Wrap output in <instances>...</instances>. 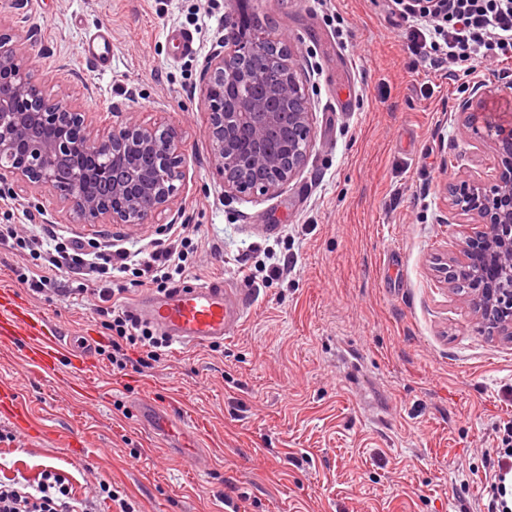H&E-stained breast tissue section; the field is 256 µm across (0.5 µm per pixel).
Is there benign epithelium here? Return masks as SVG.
<instances>
[{"mask_svg": "<svg viewBox=\"0 0 512 512\" xmlns=\"http://www.w3.org/2000/svg\"><path fill=\"white\" fill-rule=\"evenodd\" d=\"M446 0H407L418 13L441 11ZM251 50L274 51L262 70L248 62L239 38L216 41L205 62L202 102L212 161L224 196H271L296 176L314 145L313 112L287 43L262 32ZM497 85L475 86L460 105V138L493 151L491 186L463 180L446 187L448 205L483 229L468 236L462 261L439 264L444 280L465 295L491 335L512 340V123H492L488 100ZM66 127L57 138L39 131ZM181 131L130 117L91 127L61 87L46 94L16 37L0 29V179L14 178L59 192L80 224H147L175 211L185 179Z\"/></svg>", "mask_w": 512, "mask_h": 512, "instance_id": "obj_1", "label": "benign epithelium"}]
</instances>
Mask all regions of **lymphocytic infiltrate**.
Instances as JSON below:
<instances>
[{"label":"lymphocytic infiltrate","instance_id":"f902f5d3","mask_svg":"<svg viewBox=\"0 0 512 512\" xmlns=\"http://www.w3.org/2000/svg\"><path fill=\"white\" fill-rule=\"evenodd\" d=\"M409 38L414 55L447 64L455 77L467 78L479 68L512 60V0H448L444 12L435 16L411 14ZM165 236L143 243L136 251L100 244L96 239L59 236L44 224L23 231L14 224L0 225V244L29 256L39 270L31 287L38 293L62 294L60 275L99 283L98 309L102 326L109 331L104 354L113 370L125 371L129 353L139 350L138 362L150 367L159 361L169 342L152 326L139 322L121 297L129 286H149L163 292L184 282L189 257L197 251V228L192 224H169ZM491 473L485 486L482 512H512L506 480L512 474V420L498 430L497 446L487 460ZM113 502L119 512H136L110 484L99 483L90 496L77 498L69 479L46 470L37 483L11 478L0 480V512H98L101 502Z\"/></svg>","mask_w":512,"mask_h":512}]
</instances>
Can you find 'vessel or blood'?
<instances>
[{
    "mask_svg": "<svg viewBox=\"0 0 512 512\" xmlns=\"http://www.w3.org/2000/svg\"><path fill=\"white\" fill-rule=\"evenodd\" d=\"M80 55L100 69H111L110 32L104 30L89 38L82 44ZM247 305V297L228 283L187 284L158 296L146 295L136 313L168 336L172 344L198 345L230 337L242 322ZM0 338L21 340L27 359L42 371H53L63 360L77 377L84 378L92 372L89 350H76L65 344L54 326L1 284ZM138 415L143 425L156 432L165 433L171 427L170 418L153 400H140Z\"/></svg>",
    "mask_w": 512,
    "mask_h": 512,
    "instance_id": "1",
    "label": "vessel or blood"
}]
</instances>
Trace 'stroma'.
<instances>
[{"label":"stroma","mask_w":512,"mask_h":512,"mask_svg":"<svg viewBox=\"0 0 512 512\" xmlns=\"http://www.w3.org/2000/svg\"><path fill=\"white\" fill-rule=\"evenodd\" d=\"M234 0H0V23L26 46L47 92L70 87L104 128L132 117L178 125L185 185L177 221L199 227L188 281H227L249 307L217 344L173 346L142 370L94 356L96 396L70 388L68 366L37 371L21 344H0V379L32 426L0 416V477L56 469L76 496L112 484L136 512H459L478 506L495 426L512 420V342L488 335L445 284L478 227L447 205L456 179L495 180L491 150L457 135L473 88L411 53L396 0H250L264 29L307 70L316 145L276 194L225 197L200 103L205 59L230 36ZM340 14L342 26L330 23ZM112 68L79 55L100 27ZM345 39H337V30ZM194 36L181 56L170 31ZM20 211L0 224H55L136 249L170 221L80 224L52 192L0 183ZM274 225L271 233L263 225ZM294 257L274 281L245 284L253 248ZM24 260L0 245V281L66 339L105 343L92 291L45 298L17 280ZM153 398L185 424L186 447L145 428Z\"/></svg>","instance_id":"obj_1"}]
</instances>
